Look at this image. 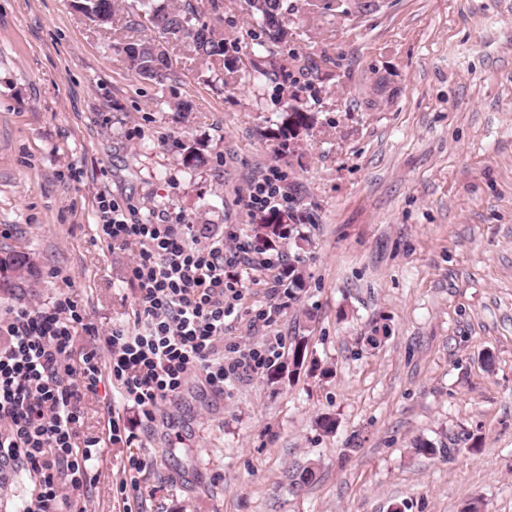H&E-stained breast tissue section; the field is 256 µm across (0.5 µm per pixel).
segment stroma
<instances>
[{
    "label": "stroma",
    "mask_w": 512,
    "mask_h": 512,
    "mask_svg": "<svg viewBox=\"0 0 512 512\" xmlns=\"http://www.w3.org/2000/svg\"><path fill=\"white\" fill-rule=\"evenodd\" d=\"M115 2L105 30L74 0H0V244L38 255L27 304L68 297L101 332L133 327L134 252L99 239V196L253 241L242 195L271 168L299 218L275 248L303 285L289 298L277 270L244 272L224 329L228 344L281 337L276 373L219 394L193 374L146 425L115 387L85 395L81 437L112 409L138 438L104 445L74 508L124 512L139 454L133 512H512V0H285L276 47L245 0H192L236 67L174 42L153 81L111 48L131 0ZM291 104L311 122L287 146ZM422 441L439 454H414ZM309 462L316 482L290 493L285 470Z\"/></svg>",
    "instance_id": "stroma-1"
}]
</instances>
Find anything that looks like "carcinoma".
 <instances>
[{"label":"carcinoma","instance_id":"cac0c4a2","mask_svg":"<svg viewBox=\"0 0 512 512\" xmlns=\"http://www.w3.org/2000/svg\"><path fill=\"white\" fill-rule=\"evenodd\" d=\"M135 9L125 28L140 26L138 18L145 19L166 42L183 41L194 56L204 64L231 61L224 38L217 34L210 23L204 21L191 2L178 7L161 6L154 0H132ZM248 8L257 21L264 41L286 44L288 28L284 23L283 0H247ZM78 9L104 29L112 28L115 15L113 0H77ZM123 53L132 69L144 79H155L172 71L173 60L168 50L153 39L126 40L115 45ZM270 222L259 224L263 243L271 238L291 237L296 216L291 211L273 209L267 213ZM41 284V270L35 253L15 247H0V293L22 299L36 293ZM288 491L300 493L316 480L315 467L308 464L297 466L286 474Z\"/></svg>","mask_w":512,"mask_h":512}]
</instances>
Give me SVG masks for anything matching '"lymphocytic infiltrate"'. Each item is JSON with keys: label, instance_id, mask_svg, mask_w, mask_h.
Here are the masks:
<instances>
[{"label": "lymphocytic infiltrate", "instance_id": "1", "mask_svg": "<svg viewBox=\"0 0 512 512\" xmlns=\"http://www.w3.org/2000/svg\"><path fill=\"white\" fill-rule=\"evenodd\" d=\"M100 212L101 239L137 249L128 268L137 288L133 328L100 334L67 297L41 308L9 306L0 321V480L21 470L37 477L27 512H69L62 488L90 482L102 442L133 441L132 427L111 416L106 438L76 445L81 401L100 384L115 385L150 423L191 373H202L220 393L230 377L259 374L280 357L276 341L235 347L229 357L222 346L225 319L242 298L243 271L282 266L280 253L260 257L244 238L225 247L181 216L146 223L116 201Z\"/></svg>", "mask_w": 512, "mask_h": 512}]
</instances>
